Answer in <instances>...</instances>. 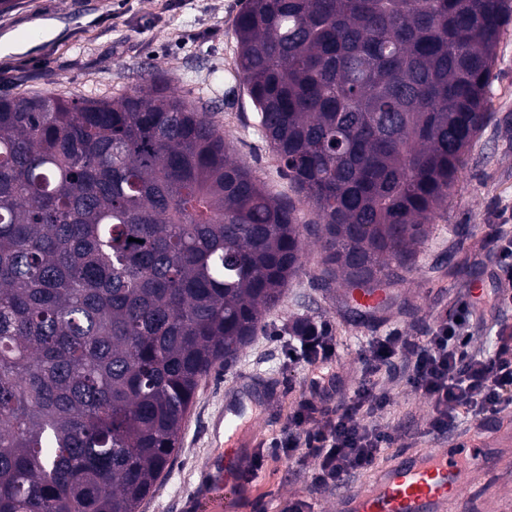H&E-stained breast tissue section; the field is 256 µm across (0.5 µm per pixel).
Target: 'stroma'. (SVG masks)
Instances as JSON below:
<instances>
[{"label": "stroma", "mask_w": 512, "mask_h": 512, "mask_svg": "<svg viewBox=\"0 0 512 512\" xmlns=\"http://www.w3.org/2000/svg\"><path fill=\"white\" fill-rule=\"evenodd\" d=\"M241 0H16L0 13V96L68 93L89 97L115 95L154 77L190 100L214 111L234 157L245 162L272 192L291 195L280 162L256 122L243 87L230 70L237 54L234 21ZM491 118L466 158L460 181L438 212L429 237L402 282L390 288L396 304L360 317L344 302L339 284L321 285V251L308 243L303 272L289 284L280 304L267 313L253 337L229 365H216L202 381L182 427L171 469L139 512H188L201 478L223 458L224 404L236 383L250 381L264 393L252 417L247 447L237 449L249 473L221 512H284L294 501L306 512H333L335 491H315L310 474L315 460L299 464L274 456L270 444L288 427L301 400L335 407L361 377V357L370 340L397 330L420 337L455 315L469 289L492 291L496 285L498 225L512 227V25L496 49L489 77ZM300 319L330 321L337 348L339 391L318 392L312 369L288 359V335ZM377 388L391 404L382 424L405 425L411 448L444 445L431 431L432 409L404 380L381 374ZM480 483L463 492L458 512H471L478 497L495 491L512 510V469L489 460L474 461Z\"/></svg>", "instance_id": "stroma-1"}]
</instances>
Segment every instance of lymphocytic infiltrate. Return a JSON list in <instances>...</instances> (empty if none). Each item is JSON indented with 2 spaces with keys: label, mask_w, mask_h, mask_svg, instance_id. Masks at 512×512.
<instances>
[{
  "label": "lymphocytic infiltrate",
  "mask_w": 512,
  "mask_h": 512,
  "mask_svg": "<svg viewBox=\"0 0 512 512\" xmlns=\"http://www.w3.org/2000/svg\"><path fill=\"white\" fill-rule=\"evenodd\" d=\"M498 286L482 307L462 301L455 319L433 328L424 338L390 335L377 339L361 359L363 375L349 400L325 413L302 400L288 428L275 439V452L317 466L310 475L318 490H340L367 470L381 449L403 437L399 429L378 425L390 403L386 392L370 378L380 372L398 373L432 406V425L440 434L455 433L462 421H493L512 408V332L498 330L492 353H484L475 338L483 315L501 319L512 313V233L498 235ZM292 357L320 368L314 385L340 382L333 366L336 338L329 324L299 321L292 331Z\"/></svg>",
  "instance_id": "lymphocytic-infiltrate-1"
}]
</instances>
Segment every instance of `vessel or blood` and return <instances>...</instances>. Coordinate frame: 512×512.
Masks as SVG:
<instances>
[{"label": "vessel or blood", "mask_w": 512, "mask_h": 512, "mask_svg": "<svg viewBox=\"0 0 512 512\" xmlns=\"http://www.w3.org/2000/svg\"><path fill=\"white\" fill-rule=\"evenodd\" d=\"M247 420L240 406L224 412V436L240 438ZM469 465L449 448L402 451L393 464L377 469L365 484L342 491L337 512H455L457 495L468 481ZM244 473L232 453L222 474L208 473L207 487L195 499V512H215L218 500L234 494Z\"/></svg>", "instance_id": "b4317fda"}]
</instances>
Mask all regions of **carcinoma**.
Returning <instances> with one entry per match:
<instances>
[{
    "instance_id": "1",
    "label": "carcinoma",
    "mask_w": 512,
    "mask_h": 512,
    "mask_svg": "<svg viewBox=\"0 0 512 512\" xmlns=\"http://www.w3.org/2000/svg\"><path fill=\"white\" fill-rule=\"evenodd\" d=\"M511 22L512 0H244L237 71L295 200L161 78L1 96L0 512H139L306 236L350 300L404 280Z\"/></svg>"
}]
</instances>
